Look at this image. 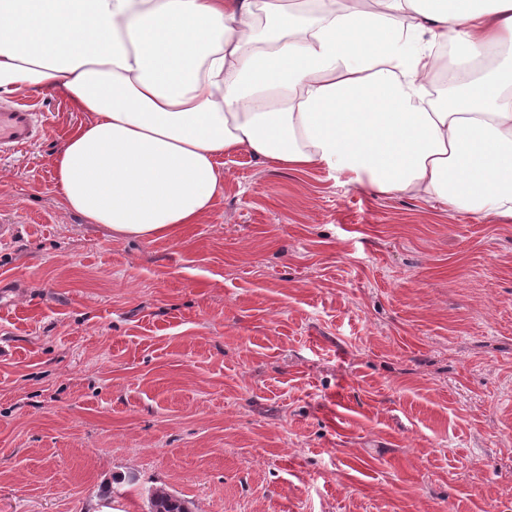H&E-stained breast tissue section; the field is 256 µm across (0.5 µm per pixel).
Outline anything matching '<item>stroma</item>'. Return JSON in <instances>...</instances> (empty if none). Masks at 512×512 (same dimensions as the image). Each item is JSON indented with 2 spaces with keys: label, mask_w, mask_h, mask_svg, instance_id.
Listing matches in <instances>:
<instances>
[{
  "label": "stroma",
  "mask_w": 512,
  "mask_h": 512,
  "mask_svg": "<svg viewBox=\"0 0 512 512\" xmlns=\"http://www.w3.org/2000/svg\"><path fill=\"white\" fill-rule=\"evenodd\" d=\"M0 155V512H512V218L220 159L176 239L66 212ZM114 483L111 501L99 487ZM148 503L150 512H190L186 500L163 487L148 493Z\"/></svg>",
  "instance_id": "1"
}]
</instances>
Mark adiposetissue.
Listing matches in <instances>:
<instances>
[{"instance_id":"adipose-tissue-1","label":"adipose tissue","mask_w":512,"mask_h":512,"mask_svg":"<svg viewBox=\"0 0 512 512\" xmlns=\"http://www.w3.org/2000/svg\"><path fill=\"white\" fill-rule=\"evenodd\" d=\"M321 3L296 26L282 0H0V95L88 113L56 191L122 237L197 223L238 153L512 218V0Z\"/></svg>"}]
</instances>
